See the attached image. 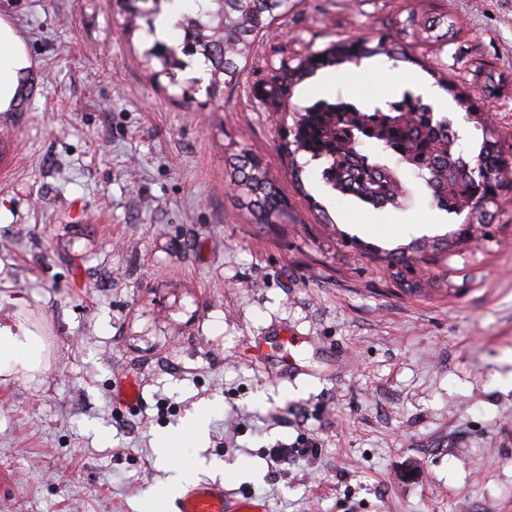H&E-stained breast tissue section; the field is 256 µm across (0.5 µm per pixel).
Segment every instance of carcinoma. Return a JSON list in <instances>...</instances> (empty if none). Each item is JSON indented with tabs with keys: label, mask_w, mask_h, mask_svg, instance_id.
Segmentation results:
<instances>
[{
	"label": "carcinoma",
	"mask_w": 512,
	"mask_h": 512,
	"mask_svg": "<svg viewBox=\"0 0 512 512\" xmlns=\"http://www.w3.org/2000/svg\"><path fill=\"white\" fill-rule=\"evenodd\" d=\"M162 0H118L128 20L153 22ZM212 8L203 14L186 13L178 45L155 42L144 51L147 60L156 59L161 68L151 71L156 83L179 86L182 97L190 98L193 87L181 85L179 72L184 58H198L210 75L208 91L232 84L244 69L255 40L288 15L295 0H210ZM425 67L404 50L379 41L363 39L335 43L297 62H283L263 82L265 100L280 105L292 98L293 90L320 69L344 64L358 65L366 58ZM452 123L448 117L423 103L420 96L406 91L397 101L359 107L337 96L304 109L294 120L285 142L290 158L289 173L298 187H304L303 166L296 155L304 152L322 160L323 180L342 195H348L381 209L397 203L406 192L400 179L401 165L411 167L429 191L432 203L447 213L469 210V220L481 226L491 223L489 208L498 206L505 176L512 173L507 155L490 131L476 156L460 160L457 141L449 139ZM234 185L246 196V208L260 224H280L288 215V200L268 177L262 159L251 152L240 154L232 163Z\"/></svg>",
	"instance_id": "carcinoma-1"
}]
</instances>
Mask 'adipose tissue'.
Instances as JSON below:
<instances>
[{
  "mask_svg": "<svg viewBox=\"0 0 512 512\" xmlns=\"http://www.w3.org/2000/svg\"><path fill=\"white\" fill-rule=\"evenodd\" d=\"M32 63L26 43L13 22L0 15V112L11 111ZM44 344L25 327L14 311L0 306V377L39 371Z\"/></svg>",
  "mask_w": 512,
  "mask_h": 512,
  "instance_id": "adipose-tissue-1",
  "label": "adipose tissue"
}]
</instances>
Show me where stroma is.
<instances>
[{"label":"stroma","instance_id":"1","mask_svg":"<svg viewBox=\"0 0 512 512\" xmlns=\"http://www.w3.org/2000/svg\"><path fill=\"white\" fill-rule=\"evenodd\" d=\"M33 74L0 137V300L42 338L45 366L0 378V512H150L172 471L156 452L196 408L202 442L175 449L201 483L267 512H512V189L487 236L409 265L386 252L438 213L424 183L376 209L306 165L292 123L257 88L281 60L392 36L385 57L329 68L293 104L399 99L407 75L478 95L512 152V0H297L258 37L237 83L160 88L113 0H0ZM448 17V38L424 23ZM249 150L288 198L283 224L236 200L227 158ZM139 388L124 407L114 389ZM315 448L274 451L301 436Z\"/></svg>","mask_w":512,"mask_h":512}]
</instances>
